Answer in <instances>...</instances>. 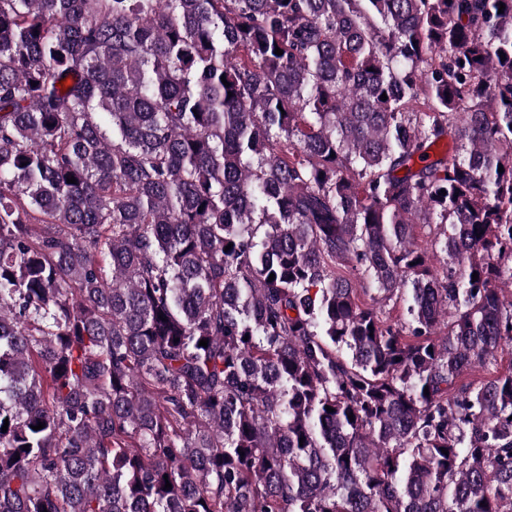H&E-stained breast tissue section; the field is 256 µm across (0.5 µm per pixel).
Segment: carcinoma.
Returning a JSON list of instances; mask_svg holds the SVG:
<instances>
[{"label": "carcinoma", "mask_w": 512, "mask_h": 512, "mask_svg": "<svg viewBox=\"0 0 512 512\" xmlns=\"http://www.w3.org/2000/svg\"><path fill=\"white\" fill-rule=\"evenodd\" d=\"M511 345L512 0H0V512H512Z\"/></svg>", "instance_id": "carcinoma-1"}]
</instances>
